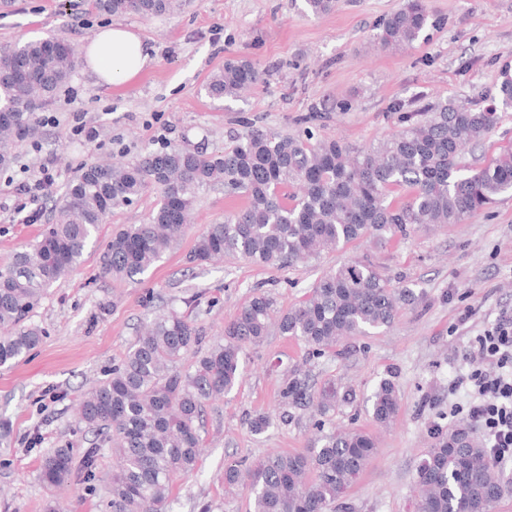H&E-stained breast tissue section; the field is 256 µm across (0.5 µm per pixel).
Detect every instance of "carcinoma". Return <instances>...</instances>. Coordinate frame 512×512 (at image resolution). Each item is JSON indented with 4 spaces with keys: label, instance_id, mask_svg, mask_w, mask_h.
Wrapping results in <instances>:
<instances>
[{
    "label": "carcinoma",
    "instance_id": "cac0c4a2",
    "mask_svg": "<svg viewBox=\"0 0 512 512\" xmlns=\"http://www.w3.org/2000/svg\"><path fill=\"white\" fill-rule=\"evenodd\" d=\"M95 7L152 17L169 11L172 0H95ZM439 23L426 0H403L383 20L379 40L386 47L410 46ZM77 67L72 47L58 39H31L0 51V165L11 162L12 145L30 133L34 112ZM257 81L250 62L230 58L206 91L237 98ZM498 95L511 109L509 67L500 72ZM497 119V112L478 105L435 101L397 113L398 130L363 149L315 140L309 130L255 128L220 152L171 146L132 164H87L35 244L0 268V367L13 366L40 344L43 331L28 323L29 314L52 283L81 265L98 226L151 189L160 199L148 221L122 226L102 249L104 275L133 280L160 262L184 234L196 191L204 186H222L247 205L224 223L208 225L189 263L233 256L260 267H293L356 241L391 244L420 227L460 224L512 196L511 146L482 166L465 162L466 150L484 141ZM420 299L404 277H388L370 261L355 259L317 278L303 300L280 315L277 329L319 357L344 337L391 326L402 306ZM273 311L268 294L253 293L224 324L221 339L207 345L205 328L171 309L154 317L107 378L84 394L80 422L109 438L116 457L106 474L110 512H167L174 478L197 467L205 405L239 383L243 350L268 336ZM278 396L286 421L290 407L314 405L326 417L356 393L333 383L314 394L308 375L296 370L280 383ZM398 407L395 382L382 379L371 396L374 422L391 423ZM375 448L365 432L331 430L302 453L267 455L245 469L225 467L224 484L249 486L251 512H328ZM74 477L66 449L42 463L41 478L49 485ZM417 485V512H490L512 491L482 440L464 425L434 433Z\"/></svg>",
    "mask_w": 512,
    "mask_h": 512
}]
</instances>
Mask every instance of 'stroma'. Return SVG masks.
I'll return each mask as SVG.
<instances>
[{
    "label": "stroma",
    "mask_w": 512,
    "mask_h": 512,
    "mask_svg": "<svg viewBox=\"0 0 512 512\" xmlns=\"http://www.w3.org/2000/svg\"><path fill=\"white\" fill-rule=\"evenodd\" d=\"M402 2L336 0L332 12L317 17L306 12L304 0H177L170 12L144 18L100 15L85 0H0V50L52 37L78 51L98 29L118 22L138 32L153 57L138 78L116 87L79 66L36 112L32 133L13 145L10 166L0 168L6 206L0 264L41 230L13 215L18 201L5 188L44 161L57 174L51 197L40 202L47 210L80 169L97 160L132 163L173 145L220 150L255 127L298 133L299 117L311 112L315 137L367 147L394 130L397 105L415 110L447 99L487 105L498 93L501 69L512 67V0H427L442 26L428 28L413 46L380 48L379 26ZM229 58L250 62L259 82L238 99L209 96L206 83ZM78 114L97 129L95 141L72 134ZM158 200L149 192L113 211L80 267L34 309L42 344L15 366L0 368V419L11 429L10 447H0V512H46L52 502L72 512H106L101 478L112 469V453L79 423L77 404L124 357L151 314L176 309L213 340L254 290L270 293L276 310L285 312L324 270L357 256L384 274L404 276L421 300L401 309L390 327L344 340L318 358L275 329L248 347L239 384L205 410L198 467L175 478L167 510L249 512L247 490L225 486V466L249 465L271 452H304L317 434L311 410L293 411L285 423L276 418L278 385L299 368L315 388L336 383L356 392L352 404L331 412L327 428L361 430L376 442L336 512H416V469L435 430L471 422L465 391L452 388L469 370L464 354L502 309H512V198L464 223L421 229L396 245L355 242L299 269L233 257L195 267L187 257L197 237L246 203L206 187L177 248L140 282L103 275L99 256L106 242L121 225L145 221ZM388 376L398 388L399 410L381 427L372 420L370 398ZM259 413L274 421L257 435L248 420ZM95 446L94 475L61 486L41 481V463L56 449H69L78 461Z\"/></svg>",
    "instance_id": "1"
}]
</instances>
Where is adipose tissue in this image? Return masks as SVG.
<instances>
[{
	"label": "adipose tissue",
	"mask_w": 512,
	"mask_h": 512,
	"mask_svg": "<svg viewBox=\"0 0 512 512\" xmlns=\"http://www.w3.org/2000/svg\"><path fill=\"white\" fill-rule=\"evenodd\" d=\"M83 56L89 71L107 86L134 80L151 62L140 35L120 24L95 32L85 44Z\"/></svg>",
	"instance_id": "1"
}]
</instances>
